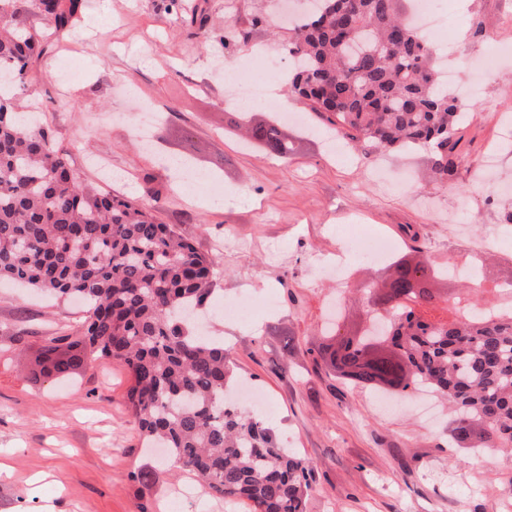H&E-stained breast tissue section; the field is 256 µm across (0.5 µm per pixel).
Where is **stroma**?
<instances>
[{
    "mask_svg": "<svg viewBox=\"0 0 512 512\" xmlns=\"http://www.w3.org/2000/svg\"><path fill=\"white\" fill-rule=\"evenodd\" d=\"M444 34L459 54L448 65L472 80L470 58L509 50L485 79L460 133L464 159L446 186L428 182L430 152L328 149L322 134L285 123L288 159L242 146L231 118L271 117L262 103L235 100L225 65L272 70L266 98L309 112L288 91L285 48L291 34L279 0H82L78 22L59 34L16 0L17 20L40 35L42 53L28 73L25 108L39 111L68 153L78 180L137 197L151 190L158 217L176 225L214 260L212 306L204 335L222 342L274 413L252 408L279 445L310 461L307 512H512V456L485 453L453 439L448 409L418 399L383 405L370 388L333 371L319 349L359 331L364 286L383 283L388 263L357 247L370 234L398 239L397 256L421 266L447 261L468 268L491 252L481 287L461 277L433 278L453 317L455 301H496L512 281V146H503L492 182L479 161L498 146L512 119V0H443ZM228 31L202 42L198 27ZM164 121L138 142L139 106ZM187 159L208 183L181 193L170 164ZM241 199L228 202L225 190ZM412 225L417 240L405 238ZM344 250L342 271L329 267ZM85 308L0 283V512H247L179 473L161 451H147L130 412L127 371L104 359L67 376L42 375L39 360L60 332H76Z\"/></svg>",
    "mask_w": 512,
    "mask_h": 512,
    "instance_id": "35a3bbf8",
    "label": "stroma"
}]
</instances>
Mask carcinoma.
<instances>
[{"mask_svg": "<svg viewBox=\"0 0 512 512\" xmlns=\"http://www.w3.org/2000/svg\"><path fill=\"white\" fill-rule=\"evenodd\" d=\"M406 0H312L293 29L291 92L329 132L362 149L427 145L430 177L448 184L462 155L459 100L436 79L437 48L404 18ZM57 32L74 25L79 0H36ZM36 35L14 24L0 0V279L58 297L77 296L89 316L69 353L43 373L66 375L85 351L123 366L141 433L174 466L250 512H306L311 466L278 445L271 428L227 401L233 369L224 345L195 334L183 316L211 295L215 263L170 224L158 222L150 191L137 198L88 189L54 135L18 111ZM246 140L286 158L278 120L242 119ZM382 333L351 336L330 353L343 376L397 393L425 387L448 398L451 433L486 432L485 447L512 451V310L473 302L444 324L425 318L439 301L425 286L448 275L403 259L391 263Z\"/></svg>", "mask_w": 512, "mask_h": 512, "instance_id": "cac0c4a2", "label": "carcinoma"}]
</instances>
